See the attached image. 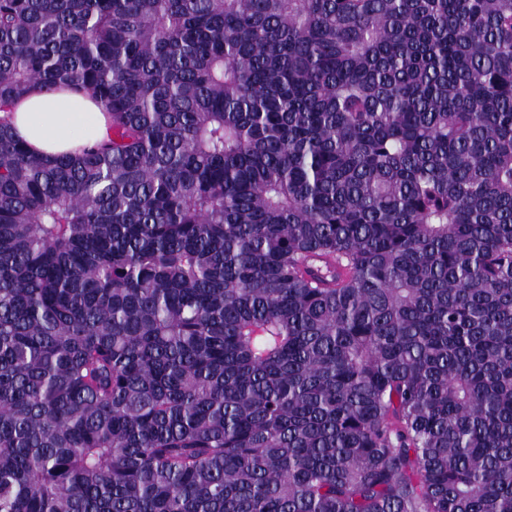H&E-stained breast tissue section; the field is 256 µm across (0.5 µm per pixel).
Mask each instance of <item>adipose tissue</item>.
Segmentation results:
<instances>
[{
	"label": "adipose tissue",
	"mask_w": 512,
	"mask_h": 512,
	"mask_svg": "<svg viewBox=\"0 0 512 512\" xmlns=\"http://www.w3.org/2000/svg\"><path fill=\"white\" fill-rule=\"evenodd\" d=\"M12 122L36 153H63L92 145L107 133L106 118L91 97L83 93L32 90L16 105Z\"/></svg>",
	"instance_id": "ef3b65f1"
}]
</instances>
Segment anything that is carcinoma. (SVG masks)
Returning <instances> with one entry per match:
<instances>
[{
  "mask_svg": "<svg viewBox=\"0 0 512 512\" xmlns=\"http://www.w3.org/2000/svg\"><path fill=\"white\" fill-rule=\"evenodd\" d=\"M0 512H512V0H0ZM13 124L34 153H63L106 136L107 120L83 93L47 94L34 88L19 102Z\"/></svg>",
  "mask_w": 512,
  "mask_h": 512,
  "instance_id": "carcinoma-1",
  "label": "carcinoma"
}]
</instances>
